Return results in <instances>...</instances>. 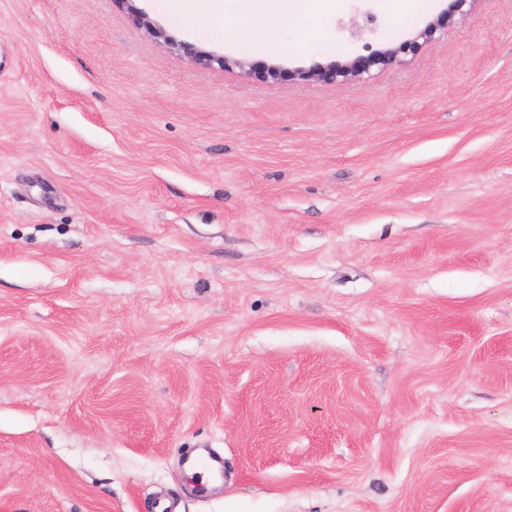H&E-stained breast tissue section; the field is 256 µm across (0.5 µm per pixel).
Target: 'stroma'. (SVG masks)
<instances>
[{"mask_svg":"<svg viewBox=\"0 0 512 512\" xmlns=\"http://www.w3.org/2000/svg\"><path fill=\"white\" fill-rule=\"evenodd\" d=\"M365 3L391 46L447 6L0 0V512H512V0L262 78L361 54ZM158 6L177 21L202 37H213L220 30L218 19L226 17L242 21L246 18L262 17L269 23L288 22L300 11L305 15L322 12L332 0H157ZM227 5V7H226ZM447 10L443 13L440 21L429 22L420 30L416 36L408 42L398 47L384 46L373 49L367 41L370 35L376 31V17L371 12H365L362 23L354 20L345 22L343 19L336 20V28L339 31L347 32L351 39L364 42L362 48L369 53L367 55L359 54L345 62H331L325 66H317L310 69H295L288 71V77L291 79L309 82H342L348 80H360L368 74L372 67L382 66L383 68L401 65L404 60L401 54L415 53L421 49L422 45L434 39L435 34L445 25L454 23L457 15H465L468 10L464 9L466 5L470 8L476 0H448ZM422 40V42H420ZM133 17L137 24L143 28L150 37L158 42H162L164 45L170 48L176 50L180 49L188 58V60L197 66L211 67L213 64H217L224 70H232L234 68H238L242 71H246L245 68L247 63L242 59L216 55L210 51L198 49L188 45L178 44L166 34L163 28L156 25L145 14L138 13L134 10Z\"/></svg>","mask_w":512,"mask_h":512,"instance_id":"1","label":"stroma"}]
</instances>
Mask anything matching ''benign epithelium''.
Masks as SVG:
<instances>
[{
	"instance_id": "benign-epithelium-1",
	"label": "benign epithelium",
	"mask_w": 512,
	"mask_h": 512,
	"mask_svg": "<svg viewBox=\"0 0 512 512\" xmlns=\"http://www.w3.org/2000/svg\"><path fill=\"white\" fill-rule=\"evenodd\" d=\"M475 0H449L448 8L443 13L441 19L432 21L420 30L416 36L408 42L398 47L384 46L378 49L372 48L368 42L370 35L376 31V17L371 12L364 13L363 21L354 20L345 22L341 19L336 20V28L342 32L348 33L349 37L363 42L362 48L368 51V54H359L345 62H331L325 66H317L310 69H295L285 71L280 65L271 63L266 65L262 71V77L267 79H277L286 74L294 80L309 82H342L348 80H360L369 73L374 66L384 68L400 65L403 63V55L415 53L421 49L422 45L434 39L435 34L444 26L454 23L455 17L465 15L467 10L465 6L474 4ZM133 17L137 24L153 39L164 45L180 50L188 60L202 67H210L214 64L225 70L238 68L245 70L247 63L242 59L230 58L216 55L210 51L198 49L188 45H182L170 38L163 28L156 25L146 15L134 13Z\"/></svg>"
}]
</instances>
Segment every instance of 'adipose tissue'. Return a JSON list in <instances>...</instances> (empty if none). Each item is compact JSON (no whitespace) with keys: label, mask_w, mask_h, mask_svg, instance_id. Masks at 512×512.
I'll use <instances>...</instances> for the list:
<instances>
[{"label":"adipose tissue","mask_w":512,"mask_h":512,"mask_svg":"<svg viewBox=\"0 0 512 512\" xmlns=\"http://www.w3.org/2000/svg\"><path fill=\"white\" fill-rule=\"evenodd\" d=\"M328 0H159L162 10L203 37L220 32L218 20L262 17L274 23L296 18L299 13L323 11Z\"/></svg>","instance_id":"obj_1"}]
</instances>
